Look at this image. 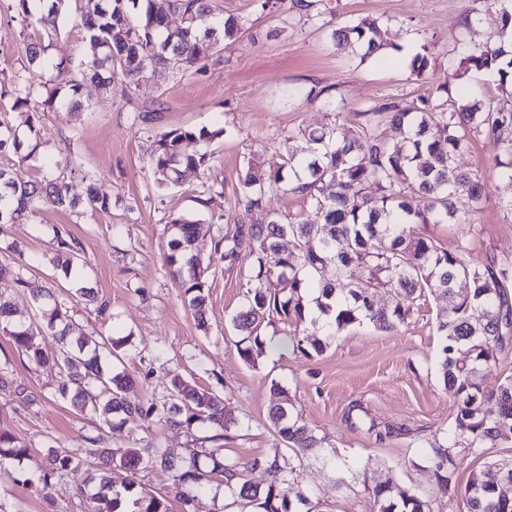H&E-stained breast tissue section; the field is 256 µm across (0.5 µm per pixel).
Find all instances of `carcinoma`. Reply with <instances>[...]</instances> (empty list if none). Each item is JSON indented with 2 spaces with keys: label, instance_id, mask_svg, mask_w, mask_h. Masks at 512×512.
<instances>
[{
  "label": "carcinoma",
  "instance_id": "1",
  "mask_svg": "<svg viewBox=\"0 0 512 512\" xmlns=\"http://www.w3.org/2000/svg\"><path fill=\"white\" fill-rule=\"evenodd\" d=\"M324 0H256L262 11L277 12L281 4L301 13ZM70 0H52L40 21L58 30V20L69 15ZM82 25L91 53L79 64L54 60L50 55L52 37L25 43L28 65L47 74L34 84L16 75L0 84V97L13 99L18 112L82 108L79 95L90 81L105 90L118 81L135 92L147 81L164 83L169 77L205 72V61L214 50L235 40L239 21L216 12L211 0H81ZM181 16V27L168 26V14ZM333 42H355L368 58L388 45L386 32L378 22L364 18L332 32ZM151 56L154 69L146 75L141 62ZM448 70L437 91L447 94L438 102L426 98L412 107L387 102L369 112L353 113V125L337 136L298 131L321 146L308 159L290 157L293 166L302 168L295 179L301 185H288V192L310 202L320 220L318 224L285 221L272 213L262 224L236 222L230 235L214 240L213 250L224 251V262L233 268L239 252L249 250L257 265L250 276L246 304L232 319L242 335L240 355L248 363L263 354L261 330L265 319L277 316L299 329L308 323L319 330L317 320L308 319L310 305L327 318V333L367 322L380 330H391L405 322L413 303L423 294L448 300V310L437 316L436 332L442 337L437 360L438 375L456 403V414L444 439L430 446L426 461L438 489L458 491L457 472L461 459L454 449L467 442L468 453L479 456L487 444L509 439L512 433V376L494 393L482 385L483 373L496 366L498 355L512 343V261H491L485 266L471 265L460 253H451L432 238L416 232V224H473L475 219L459 213L455 199L466 193L479 200V174L466 166L472 133L484 131L512 154V110L490 99L455 89L450 95V80L469 71H488L499 77L501 89L512 85V50L490 40L466 47L460 56L448 58ZM387 126L388 132L376 131ZM224 132L175 129L162 133L151 159L153 185L157 190L178 184L188 169H204L210 161L206 151L187 154L182 145L190 140L210 141ZM21 143L9 121L0 120V152ZM79 174L88 182L87 194L80 201L69 195L67 174ZM282 170L271 168L260 181L247 173L241 179L242 196L251 206L259 203L264 191L282 189ZM41 202L76 211L107 212L112 200L94 187V175L87 170L77 152L51 163L40 179L17 182L0 169V224L31 221ZM202 220L194 215L171 219L166 265L176 278L189 305L203 312L207 285L197 246L196 230ZM288 238L292 248L285 250L280 240ZM58 266L64 273L80 274L83 267L80 243L55 232ZM332 263L336 278L347 279L360 270L363 277L352 288H338L322 279V270ZM271 278L282 285L271 295L264 284ZM391 296L388 306L379 308L371 301L379 294ZM77 335L74 343L57 353H49L33 341L34 332H53L58 326ZM17 346L39 366H48L62 376L58 391L72 395L81 410L90 409L103 418L112 431L120 432L136 420L159 416L174 427L191 429L197 423L224 431L234 421L224 413L223 398L186 380L175 378L168 388V399L131 405L123 396L129 379L105 364L123 340L104 337L94 349L82 338L67 310L56 304L41 312L39 325L14 324L10 330ZM268 417L281 429L278 433L294 455L303 457L322 447L301 416L288 406L285 389L271 385ZM26 445L7 432H0V459H20ZM97 460L92 485L86 496L93 503L108 502V512H171L169 498L130 483L117 490L106 471L114 464L136 469L142 463L171 472L172 493L185 509L208 492L211 475L226 480L239 479L230 489L238 498L255 505L257 512H316L319 503L310 491L294 486V467L257 457L252 467H263L270 482L260 489L241 480L238 464L228 463L221 448L205 452L211 468L202 469L199 454L193 453L182 465L171 463L161 448L145 458L135 448H91ZM75 462L69 454L51 452L46 458L42 489L49 480L68 470ZM512 482V462H493L471 474L461 491L466 512H512V497L501 493V485ZM372 493L376 512H432L430 502L414 493L395 490L389 480L373 479Z\"/></svg>",
  "mask_w": 512,
  "mask_h": 512
}]
</instances>
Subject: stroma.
<instances>
[{"label":"stroma","instance_id":"stroma-1","mask_svg":"<svg viewBox=\"0 0 512 512\" xmlns=\"http://www.w3.org/2000/svg\"><path fill=\"white\" fill-rule=\"evenodd\" d=\"M0 0V77L25 70L24 34L42 35L43 26L23 25ZM224 15L241 23L237 40L215 51L205 75H175L162 85L144 84L134 103L124 88L104 91L96 84L82 90L84 108L38 112L34 129L25 114L12 111L11 98L0 99V113L18 125L21 150L0 153V166L19 179L41 177L47 162L78 151L95 176L100 194L111 197L110 212H71L40 205L34 220L0 224V298L13 308L14 321L38 322L40 306L22 280H45L51 298L66 303L71 319L92 338H126L118 349L117 368L133 377L126 397L144 402L163 397L170 381L181 377L216 388L224 411L234 419L222 443L225 459L239 463L244 480L266 487L268 474L250 468L256 457L292 458V452L268 418L270 387L280 383L304 422L324 443L318 454L293 460L296 483L310 489L324 512H374L373 496L360 468L370 463L376 474L401 489L429 500L433 512H463L459 494L437 490L424 451L443 438L455 415L452 397L436 373L441 338L435 318L447 302L426 295L414 302L407 321L391 331L356 324L330 340L322 353L302 354L282 320L265 324L261 336L269 347L248 363L238 352L239 335L232 318L245 304L247 277L255 257L241 252L226 267L211 240L236 221L263 223L278 213L310 221V203L285 191L267 193L258 206L246 207L240 192L245 171L266 178L283 159L288 133L351 126L354 113L387 101L409 103L435 97L448 70V55L464 45L499 39L500 5L493 0L461 27L472 0H327L309 15L261 12L255 0H215ZM363 18L378 20L390 47L381 59L361 58L351 46H335V28ZM428 50L422 76L411 75V61ZM89 51L78 13H71L53 38L55 58L81 60ZM151 111L150 119L138 111ZM224 134L205 142H187L186 153L206 151L209 167L185 171L178 186L154 190L150 161L163 132L190 128ZM502 148L493 136L474 134L466 164L482 177L479 203L459 196L460 211H475L473 224H429L424 234L473 265L490 259L512 260V181L495 165ZM218 196L200 205L208 189ZM191 213L200 218L201 255L208 297L204 320H197L177 281L169 273L166 227L171 218ZM78 239L85 266L82 285L94 288L97 305L73 298L70 282L53 268L55 230ZM0 428L29 448L23 461H0V512H88L82 490L94 471L81 459L53 478L48 495L32 486L49 452L79 453L88 438L98 447L166 449L174 462L201 449L208 426L170 427L163 419L128 424L123 432L104 427L92 411H79L58 393L57 372L36 365L0 330ZM34 394L37 404L23 401ZM348 474L339 477L332 459Z\"/></svg>","mask_w":512,"mask_h":512}]
</instances>
